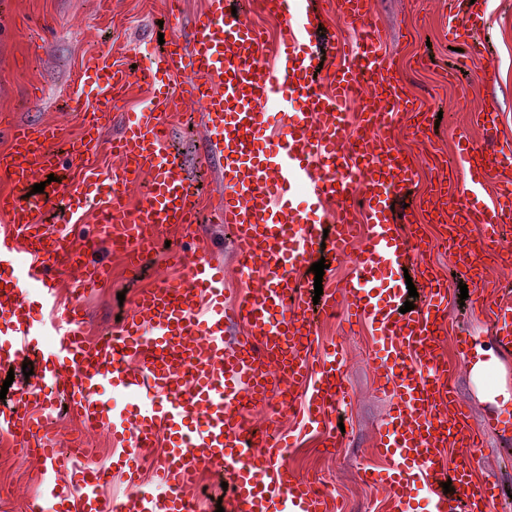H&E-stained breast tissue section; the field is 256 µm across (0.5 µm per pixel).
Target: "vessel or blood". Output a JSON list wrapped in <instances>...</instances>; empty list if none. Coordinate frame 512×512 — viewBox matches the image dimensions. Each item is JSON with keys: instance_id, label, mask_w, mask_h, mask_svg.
<instances>
[{"instance_id": "b4317fda", "label": "vessel or blood", "mask_w": 512, "mask_h": 512, "mask_svg": "<svg viewBox=\"0 0 512 512\" xmlns=\"http://www.w3.org/2000/svg\"><path fill=\"white\" fill-rule=\"evenodd\" d=\"M259 5L283 25L276 67L264 61V36L246 13L233 12L232 0H205L188 37L172 35L141 71L156 106L128 113L123 134L112 140L117 165L106 183L97 226L81 235L84 248L74 246L70 229L49 228L44 217L62 202L71 210L86 208L90 193L65 182L50 194L34 193L32 187L41 176L83 166L130 72L103 60L94 63L87 76L97 95L88 109L89 129L67 153L56 150L53 128H11V150L0 157V179L9 185L0 195V213L8 218L0 229V363L34 356L40 368L9 409L0 410V435L53 461L54 448L37 439L43 424L33 413L62 391L76 418L108 428L126 442L122 466L154 447L159 431L169 434L170 449L157 469L163 487L158 495L135 484L122 498L104 496L102 470L84 458L76 472L79 498L89 512H199L188 490L202 460L223 472L232 487L226 512H328L326 494L287 466L275 465V450L282 445L277 432H253L246 416L273 394L284 395L282 409L291 411L290 393L304 390L306 425L321 435L324 447L334 446L329 425L337 399L348 394L345 364L338 348L319 347L314 334L317 314L339 309L372 327L376 372L392 388L376 451L390 457L393 468L384 475L363 469L362 480L386 484L393 512H413L411 492L421 484L433 489L429 512H499L500 485L476 479L475 465L484 456V432H511L512 415L490 418L480 427L469 424V406L448 384L440 361L448 333V289L437 278L424 277L425 301L406 313L403 274L420 265L425 253L424 239L408 232L419 212L453 229L473 227L470 242L450 247L448 257L470 275L476 309L491 318L497 357L512 356V291L485 275L490 266L512 260V241L505 234L512 204L479 209L468 201L491 173L505 195H512V146L488 149L459 141L461 175L443 178L429 199L408 197L415 167L397 153L389 132L398 115L408 114L411 134L431 140L429 107L424 99L400 92L394 65L382 51V32L364 0L335 2L337 15L361 30L360 45L337 41L338 66L322 62L307 39L320 25L321 0H259ZM487 21L486 0H448V40L466 48L467 60L490 84L497 70L475 42ZM363 71L370 75L368 95L357 136L348 142L345 115L336 104L353 94ZM172 95L203 105L204 161L224 180L218 220L235 230L239 273L248 283L243 295L236 304L225 303L223 266L182 246L171 258L185 267V279L160 281L141 294L133 317L113 333L87 340L76 302L59 321L34 327L15 262L26 263L31 287L50 303L63 273H73L78 295L107 284L109 271L95 258L102 229H110L112 250L124 253L134 276L152 258L156 227L176 226L184 237L198 236L195 186L181 158L166 148L159 111ZM281 100L302 109L269 114ZM499 108L495 97L485 95L471 113L486 136L497 133ZM342 169L348 176L340 180L336 173ZM139 176L147 178L149 188L132 210L125 193ZM296 192L335 212L331 234L294 204ZM318 257L329 266L346 257L352 268L342 286L325 291L315 311L300 283L308 263ZM230 322L244 323L247 333L228 346L224 326ZM454 350L470 368L482 359L470 336H456ZM107 385L124 389L134 400L150 391L159 400L116 422L99 396ZM449 448L458 451L450 464L445 461ZM442 478L450 479L451 492L437 490Z\"/></svg>"}]
</instances>
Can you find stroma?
Instances as JSON below:
<instances>
[{"label":"stroma","mask_w":512,"mask_h":512,"mask_svg":"<svg viewBox=\"0 0 512 512\" xmlns=\"http://www.w3.org/2000/svg\"><path fill=\"white\" fill-rule=\"evenodd\" d=\"M371 12L384 31V48L390 59L405 62L415 54H427L434 70L410 73L404 91H418L427 97L432 112L442 113L435 132L438 147L446 153L449 166H456L455 139L476 138L468 114L456 100L458 88L480 91L479 73L464 65L463 53L450 50L441 36L447 8L443 0H369ZM203 0H0V155L9 143L1 130L10 125L50 124L60 130L58 147L67 148L81 135L79 109L94 102L95 92L84 77L89 60L106 58L125 68L137 61L154 58L160 50L159 35L188 31L201 11ZM490 27L479 39L485 44L498 73L494 88L501 101V130L512 136V0H489ZM167 145L184 161L189 176L199 189L198 207L209 215L224 192L216 170L203 161L204 125L200 107L171 100L163 111ZM203 237L207 254L232 272L225 285L228 300H236L246 287L236 276L239 253L230 228L207 223ZM159 243L153 261L138 276H129L123 258L102 248L100 256L110 269L107 286L81 297L86 312L85 334L94 338L113 329L126 316L141 291L153 288L160 278L185 277L182 269L171 268V246L180 244L177 228L158 230ZM426 263L448 283V331L474 336L483 348L492 343L485 324L471 315L473 299H461L459 282L463 273L454 272L446 253L431 252ZM315 339L318 344L339 343L345 362L348 397L336 407L335 422L345 427L339 447L324 449L299 422L281 418L278 430L291 438L288 463L314 487L326 492L334 503L333 512H386L383 491L359 479L363 468L375 465L368 449L390 406L387 394L378 392L371 350L375 339L368 327L348 328L336 318L320 319ZM451 377L460 398L470 406L471 424L499 412V404L485 397L468 369L454 363ZM91 440L97 466L109 470L103 491L120 498L130 488L126 473L113 461L124 447L103 428L93 429ZM485 458L477 467L480 477H497L510 496L504 512H512V438L487 435ZM13 499L6 512H30L41 504L45 512H56L48 496V482L72 485L74 471L62 460L47 465L36 459L16 458L7 473Z\"/></svg>","instance_id":"1"}]
</instances>
